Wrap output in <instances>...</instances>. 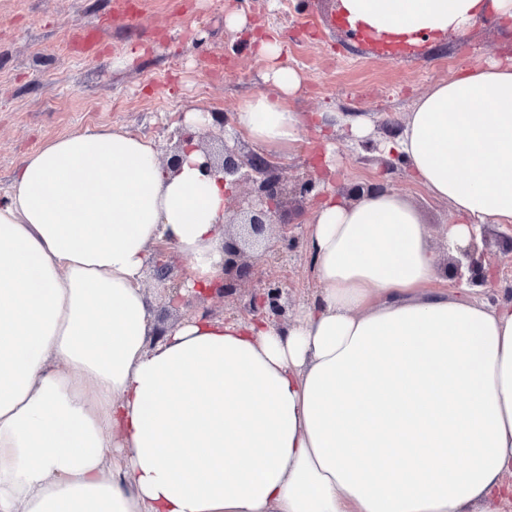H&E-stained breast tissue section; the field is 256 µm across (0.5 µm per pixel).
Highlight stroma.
<instances>
[{
    "label": "stroma",
    "instance_id": "35a3bbf8",
    "mask_svg": "<svg viewBox=\"0 0 512 512\" xmlns=\"http://www.w3.org/2000/svg\"><path fill=\"white\" fill-rule=\"evenodd\" d=\"M124 2L0 0V196L24 156L88 128L151 140L168 159L186 112H233L265 90L267 63L257 49L267 37L281 42L284 62L302 74L289 105L310 119L293 148L274 156L281 176L313 172L333 152L335 186L373 184L407 195L443 248V231L458 216L403 164L388 168L375 144L393 137L418 99L459 67L512 62V23L480 21L462 36L384 53L345 33L332 0H138L132 13ZM236 7L248 24L227 28L224 15ZM98 22L95 50L82 52L78 35ZM120 57L124 66L113 67ZM322 112L363 113L373 122V143L357 146L345 128L320 126ZM482 238L485 270L497 289L512 286V252L502 249L512 228L492 224ZM254 265L287 288V315L295 317L315 286L304 248L256 256Z\"/></svg>",
    "mask_w": 512,
    "mask_h": 512
}]
</instances>
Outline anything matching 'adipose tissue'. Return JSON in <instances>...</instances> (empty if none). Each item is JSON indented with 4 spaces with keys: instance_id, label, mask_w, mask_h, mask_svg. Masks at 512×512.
Returning <instances> with one entry per match:
<instances>
[{
    "instance_id": "1",
    "label": "adipose tissue",
    "mask_w": 512,
    "mask_h": 512,
    "mask_svg": "<svg viewBox=\"0 0 512 512\" xmlns=\"http://www.w3.org/2000/svg\"><path fill=\"white\" fill-rule=\"evenodd\" d=\"M383 46L459 36L512 0H337ZM235 114L291 148L302 86L281 61ZM460 216L451 253L512 224V65L459 69L382 144ZM89 128L25 156L0 200V512H499L512 499V299L436 284L419 210L393 191L320 199L317 286L293 321L186 319L158 336L159 247L206 288L225 187L196 143Z\"/></svg>"
}]
</instances>
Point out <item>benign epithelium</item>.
<instances>
[{"mask_svg": "<svg viewBox=\"0 0 512 512\" xmlns=\"http://www.w3.org/2000/svg\"><path fill=\"white\" fill-rule=\"evenodd\" d=\"M203 161L199 164L205 173L220 171L224 173L226 185L228 224L237 227L232 233L224 234V262L221 272L209 288H195L184 295L181 288H169L170 267L166 259V249L161 248L153 259V276L168 292L172 300L183 304L203 302L209 298H224L234 294L242 282L254 273V266L249 262L247 246L260 242L267 227L273 225L282 208L289 201L297 198L317 199L321 195V180L314 174L289 182L283 179L277 166L267 157L251 153L246 156L222 144V154L201 148ZM470 273L463 279L462 269ZM453 278L455 285L484 282L485 271L478 244L474 243L453 260ZM283 288L269 280L257 289L249 300L248 314L252 320L260 321L285 319L286 307L282 303Z\"/></svg>", "mask_w": 512, "mask_h": 512, "instance_id": "obj_1", "label": "benign epithelium"}]
</instances>
